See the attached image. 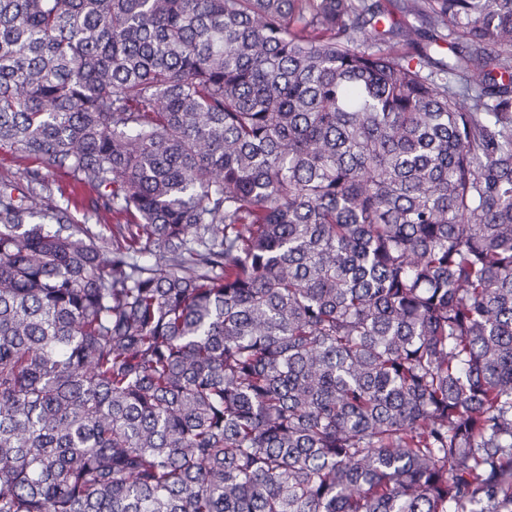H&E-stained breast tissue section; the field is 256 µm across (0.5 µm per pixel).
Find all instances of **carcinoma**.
<instances>
[{
  "label": "carcinoma",
  "instance_id": "obj_1",
  "mask_svg": "<svg viewBox=\"0 0 512 512\" xmlns=\"http://www.w3.org/2000/svg\"><path fill=\"white\" fill-rule=\"evenodd\" d=\"M0 149V512H512V0H0ZM33 159H23L11 150L0 152V181H10L19 191L26 190L27 171L36 166ZM82 206L77 210L71 208L72 224H82L90 228L96 234H103L110 237L112 224H116V220L112 218V214L107 215L106 220H98L95 214L93 201L97 197L95 190L91 188H83L81 191Z\"/></svg>",
  "mask_w": 512,
  "mask_h": 512
}]
</instances>
